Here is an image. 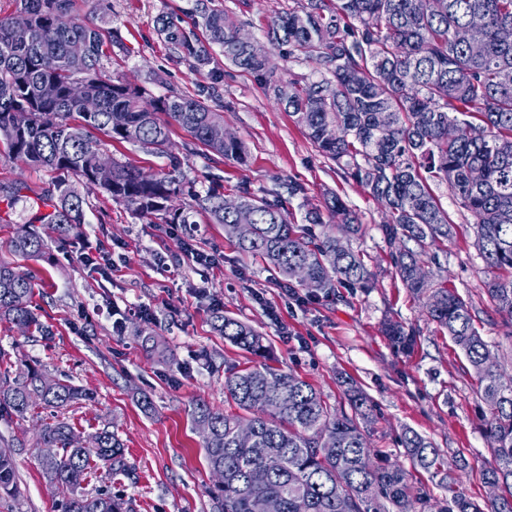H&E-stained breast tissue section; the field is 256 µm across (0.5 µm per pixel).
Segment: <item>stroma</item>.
<instances>
[{
  "label": "stroma",
  "mask_w": 512,
  "mask_h": 512,
  "mask_svg": "<svg viewBox=\"0 0 512 512\" xmlns=\"http://www.w3.org/2000/svg\"><path fill=\"white\" fill-rule=\"evenodd\" d=\"M210 2L262 42L269 21L300 0ZM195 8L196 0L75 2L83 20L112 37L101 61L106 75L155 96L187 94L218 106L225 127L244 142L246 161L240 164L204 155L185 130L172 126L171 150L181 158V175L192 192L216 187L235 196L246 188L270 199L278 196L295 224L308 210L324 208L327 193H335L359 218L362 229L347 242L363 257L373 280L366 288L338 284L318 293L303 288L302 304L292 305L285 295L286 278L241 256L223 226L209 223L205 214H196L194 223L170 235L164 224L143 222L102 189L78 184L86 200L84 224L65 247L53 249L51 261L31 265L38 277L31 307L44 330L25 334L2 321L0 349L11 356L12 376L34 365L89 389L94 398L59 412L39 405L23 418H0V435L24 445L16 457L21 493L0 499V512H61V493L41 475L42 450L35 436L39 425L58 418L86 434L109 426L125 446L131 475L94 467L81 484L82 493L111 489L130 498L134 512H216L202 436L190 413L200 400L228 410L225 370L258 362L215 330L218 309L257 329L273 366L311 384L332 409L349 411L343 381L356 382L374 403L365 435L380 457L410 469L400 437L404 429H413L445 460L465 461L466 470L455 473L459 486L472 500L484 502L489 489L481 471L491 455L472 371L397 277L382 230V206L319 152L272 91L230 65L220 50H213L210 64L198 71L175 57L157 30V19L172 13L187 28ZM51 178L46 169L0 153V185L24 186L12 203L10 223H0V248L32 221L33 201ZM435 192L453 221L454 236L429 247L425 266L446 276L473 305L492 357L510 375L512 337L504 334L485 293L492 272L474 244V218L446 185L436 186ZM189 238L203 250L222 254V264L203 271L176 265ZM86 242L123 246L125 257L111 280L95 282L77 261L76 252ZM164 261L173 265L166 274L159 271ZM113 306L124 311L117 332L109 313ZM140 306L150 309L151 318L137 315ZM390 321L414 333L411 350H399L387 336ZM146 332L155 337L157 348L145 345ZM143 392L154 404L148 414L138 404Z\"/></svg>",
  "instance_id": "1"
}]
</instances>
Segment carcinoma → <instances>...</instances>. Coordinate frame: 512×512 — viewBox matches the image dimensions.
I'll return each instance as SVG.
<instances>
[{
	"mask_svg": "<svg viewBox=\"0 0 512 512\" xmlns=\"http://www.w3.org/2000/svg\"><path fill=\"white\" fill-rule=\"evenodd\" d=\"M28 16L23 31L13 17H0V144L8 155L54 173L52 188L39 198L35 222L52 224L56 242L69 241L84 223L85 200L69 177L89 180L101 148L87 129L112 142L137 145L169 160L168 171L149 174L112 160V186L106 192L152 224L194 223L192 210L175 205L182 195L177 176L181 161L169 154V133L178 125L212 155L242 162L239 138L217 143L210 128L222 113L186 94L153 97L145 89L105 76L100 60L105 42L95 25L74 15V0H15ZM487 18L482 46L474 50L461 38L469 15ZM512 24V0H305L274 17L266 38L274 48H289L319 71L332 75L304 86H284L267 69L269 50L236 39L239 26L224 10L205 8L195 28L163 15L158 31L177 57L200 69L217 46L224 59L272 89L278 103L302 125L316 148L336 162L385 209L383 231L396 249V273L422 303L429 320L446 330L476 377L485 405V433L492 462L482 470L494 494L480 505L457 488L444 471L439 449L407 429L402 445L413 468L440 477L448 498L436 512H512V376L489 364L490 351L476 326L472 304L426 270L428 245L452 238L453 222L431 183L445 184L472 224L480 255L495 275L486 290L506 334L512 335V44L503 45L496 29ZM86 45L81 58L69 54L71 42ZM26 109L31 124L19 129L11 113ZM241 210H224V195L211 190L196 196L197 208L243 255L258 256L290 279L297 267L308 269L311 290L333 282L369 287L372 273L361 256L329 231L313 236L288 222L282 202L239 194ZM325 207L341 227L355 232L357 217L332 195ZM253 225L250 238L237 225ZM9 259L0 258V320L30 329L36 276L19 260L49 259L48 244L34 225H25L8 242ZM214 328L224 341L255 356L263 337L251 326L214 312ZM398 348L409 350L414 334L389 326ZM351 413H336L306 381L266 363L224 374V396L238 412L227 413L198 402L194 425L207 423L203 439L212 474H224L210 493L221 512H253L260 499L274 497L280 512H411L428 506L426 492L414 491L400 466L374 461L364 425L372 415L369 397L347 384ZM92 398L90 390L63 379H48L29 367L18 378L0 375V416H25L37 403L64 408ZM74 428L64 420L41 425L38 442L57 453L40 456L49 485L65 494L62 512H132L131 502L103 489L78 492L94 456L112 471L126 472L124 444L107 427L86 443L73 442ZM0 498L20 494L15 455L23 443L3 441ZM263 467L269 479L254 485L250 471Z\"/></svg>",
	"mask_w": 512,
	"mask_h": 512,
	"instance_id": "cac0c4a2",
	"label": "carcinoma"
}]
</instances>
